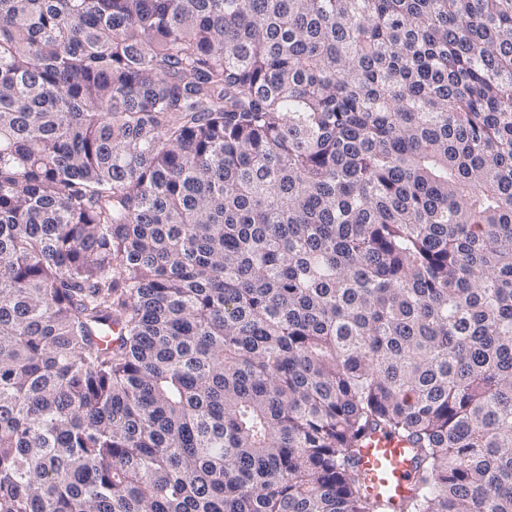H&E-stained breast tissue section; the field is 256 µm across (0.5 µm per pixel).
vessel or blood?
I'll list each match as a JSON object with an SVG mask.
<instances>
[{"label": "vessel or blood", "instance_id": "b4317fda", "mask_svg": "<svg viewBox=\"0 0 512 512\" xmlns=\"http://www.w3.org/2000/svg\"><path fill=\"white\" fill-rule=\"evenodd\" d=\"M358 467L367 493L397 506L413 486V462L405 443L377 431L361 448Z\"/></svg>", "mask_w": 512, "mask_h": 512}]
</instances>
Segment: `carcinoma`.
Returning <instances> with one entry per match:
<instances>
[{"mask_svg":"<svg viewBox=\"0 0 512 512\" xmlns=\"http://www.w3.org/2000/svg\"><path fill=\"white\" fill-rule=\"evenodd\" d=\"M512 512V0H0V512ZM407 445L383 432L372 433L360 448L358 467L366 492L396 507L413 486V462Z\"/></svg>","mask_w":512,"mask_h":512,"instance_id":"1","label":"carcinoma"}]
</instances>
